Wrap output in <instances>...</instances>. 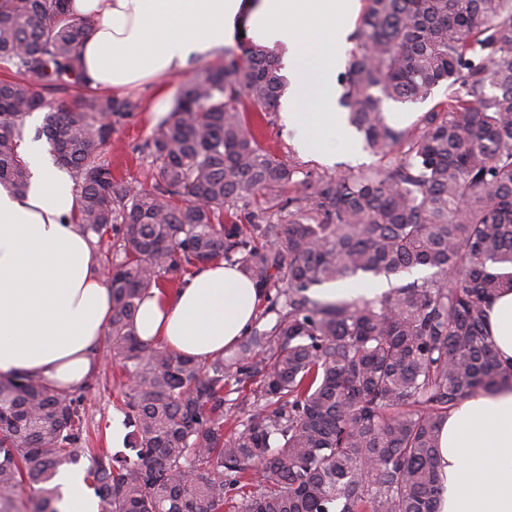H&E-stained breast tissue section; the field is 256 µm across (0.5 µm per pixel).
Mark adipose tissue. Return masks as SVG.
<instances>
[{
    "mask_svg": "<svg viewBox=\"0 0 512 512\" xmlns=\"http://www.w3.org/2000/svg\"><path fill=\"white\" fill-rule=\"evenodd\" d=\"M90 21L79 48L91 88H123L222 57L247 23L254 42L284 48L283 105L296 145L332 162L358 143L336 109L359 0H70ZM25 193L0 186V377L38 376L73 389L96 370L112 314L101 255L76 219L78 187L41 141L24 138ZM260 292L244 273L210 263L171 290L151 289L135 316L138 336L200 361L222 355L255 320ZM501 364H512V291L488 307ZM444 492L439 512H512V386L453 409L439 432Z\"/></svg>",
    "mask_w": 512,
    "mask_h": 512,
    "instance_id": "ef3b65f1",
    "label": "adipose tissue"
}]
</instances>
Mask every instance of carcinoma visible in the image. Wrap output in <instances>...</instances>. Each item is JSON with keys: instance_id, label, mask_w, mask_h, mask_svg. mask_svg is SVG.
<instances>
[{"instance_id": "1", "label": "carcinoma", "mask_w": 512, "mask_h": 512, "mask_svg": "<svg viewBox=\"0 0 512 512\" xmlns=\"http://www.w3.org/2000/svg\"><path fill=\"white\" fill-rule=\"evenodd\" d=\"M88 27L69 0L0 11V185L25 189V118L45 111L76 218L105 247L103 354L125 377L135 455L85 447L94 384L1 377L0 512H58L54 477L88 455L100 512H438L439 424L512 380L486 313L512 290V0H367L340 105L365 148L394 162L336 174L282 162L242 111H277L280 50L251 43L179 85L138 147L156 169L138 189L100 160L140 104L86 90ZM441 84L446 97L412 127L388 122L383 101H425ZM70 85L84 90L71 104L43 94ZM222 261L260 288L273 321L208 364L136 336L144 293ZM420 267L431 273L398 283ZM377 277L390 287L380 298L311 294ZM254 380L243 429L224 434L226 388Z\"/></svg>"}]
</instances>
